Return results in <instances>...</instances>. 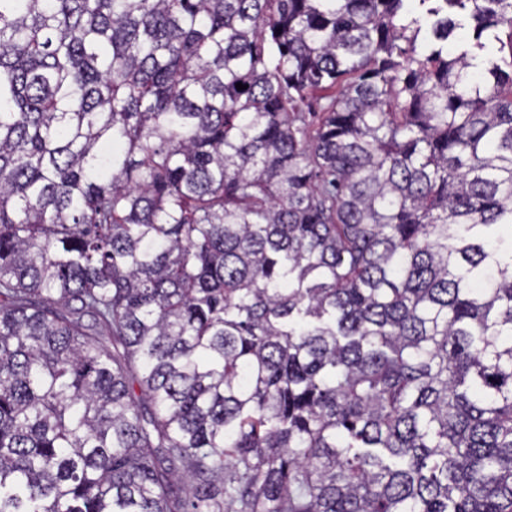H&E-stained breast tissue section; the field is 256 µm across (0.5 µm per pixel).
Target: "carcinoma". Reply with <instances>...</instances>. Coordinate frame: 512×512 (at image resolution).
<instances>
[{
    "instance_id": "carcinoma-1",
    "label": "carcinoma",
    "mask_w": 512,
    "mask_h": 512,
    "mask_svg": "<svg viewBox=\"0 0 512 512\" xmlns=\"http://www.w3.org/2000/svg\"><path fill=\"white\" fill-rule=\"evenodd\" d=\"M503 29L0 0V512H512Z\"/></svg>"
}]
</instances>
